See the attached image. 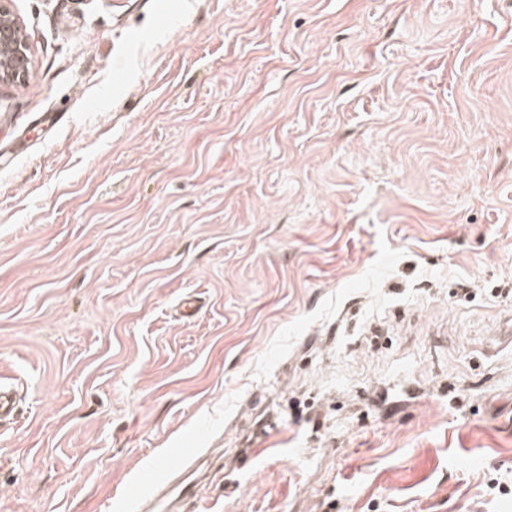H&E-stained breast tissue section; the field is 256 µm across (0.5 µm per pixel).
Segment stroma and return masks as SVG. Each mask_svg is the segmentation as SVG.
I'll use <instances>...</instances> for the list:
<instances>
[{"label":"stroma","instance_id":"stroma-1","mask_svg":"<svg viewBox=\"0 0 512 512\" xmlns=\"http://www.w3.org/2000/svg\"><path fill=\"white\" fill-rule=\"evenodd\" d=\"M12 8L0 512H512V0ZM33 47L10 1H0V84L24 82L31 72ZM17 386L7 380L0 381V426L12 423L17 412ZM206 466L196 455L186 453L178 466L161 467L142 473L139 487L130 494L132 510L178 512L181 500L194 499L198 482L207 476Z\"/></svg>","mask_w":512,"mask_h":512}]
</instances>
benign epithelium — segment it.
<instances>
[{"mask_svg":"<svg viewBox=\"0 0 512 512\" xmlns=\"http://www.w3.org/2000/svg\"><path fill=\"white\" fill-rule=\"evenodd\" d=\"M33 64V47L10 2L0 0V84L25 81Z\"/></svg>","mask_w":512,"mask_h":512,"instance_id":"benign-epithelium-1","label":"benign epithelium"}]
</instances>
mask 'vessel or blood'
<instances>
[{
    "label": "vessel or blood",
    "mask_w": 512,
    "mask_h": 512,
    "mask_svg": "<svg viewBox=\"0 0 512 512\" xmlns=\"http://www.w3.org/2000/svg\"><path fill=\"white\" fill-rule=\"evenodd\" d=\"M16 385L0 381V426L13 422L17 412ZM207 475L203 461L187 453L179 465L142 473L138 488L130 494L134 512H179L181 501L195 498L198 483Z\"/></svg>",
    "instance_id": "b4317fda"
}]
</instances>
